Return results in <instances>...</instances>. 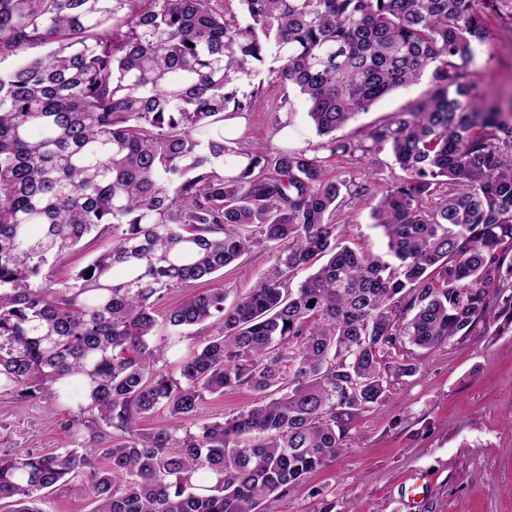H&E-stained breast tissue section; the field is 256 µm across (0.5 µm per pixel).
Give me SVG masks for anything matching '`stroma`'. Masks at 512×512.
Returning a JSON list of instances; mask_svg holds the SVG:
<instances>
[{
    "instance_id": "1",
    "label": "stroma",
    "mask_w": 512,
    "mask_h": 512,
    "mask_svg": "<svg viewBox=\"0 0 512 512\" xmlns=\"http://www.w3.org/2000/svg\"><path fill=\"white\" fill-rule=\"evenodd\" d=\"M498 50L494 61L477 52V84L488 99L512 101V18L489 16ZM427 80L398 89L338 129L335 143L350 144L336 152L319 137L307 116L305 100L273 82L267 66L238 85L254 94L246 125L235 142L250 148L265 144L295 150L317 147L331 178L361 186L358 196H344L331 217L352 248L385 255L386 239L371 210L386 187L403 171L389 146L373 145L369 128L421 98ZM273 248L257 245L226 267L217 287L227 301L247 292L274 263ZM419 371L395 380L389 402L359 415L351 424L334 461L264 502V512H512V321L477 326L471 336L430 350L407 347ZM255 394L248 388L207 396L197 422L220 421L249 409ZM83 401L79 381L62 394L19 406L0 395V448L51 451L70 447L65 421ZM422 485L416 496L407 488Z\"/></svg>"
}]
</instances>
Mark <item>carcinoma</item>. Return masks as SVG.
<instances>
[{"mask_svg":"<svg viewBox=\"0 0 512 512\" xmlns=\"http://www.w3.org/2000/svg\"><path fill=\"white\" fill-rule=\"evenodd\" d=\"M238 2L233 7L232 2ZM512 0H0V54L52 46L0 73V394L46 399L78 379L73 447L0 448V508L257 512L336 457L350 423L389 399L411 360L512 312L499 249L512 239V113L469 70ZM273 57L329 138L429 74L407 110L369 129L406 173L372 210L387 258L329 221L342 181L316 149L248 150L225 112ZM112 236L65 280L44 272ZM272 244L274 264L224 306L222 288L159 311L176 288ZM311 273L297 287L291 273ZM175 335L210 323L174 376ZM247 387L246 412L176 436L139 428L157 408L194 421L208 394ZM115 429L106 437L103 427ZM50 512H89L91 505L88 501L74 496L67 491H59L47 504Z\"/></svg>","mask_w":512,"mask_h":512,"instance_id":"1","label":"carcinoma"}]
</instances>
